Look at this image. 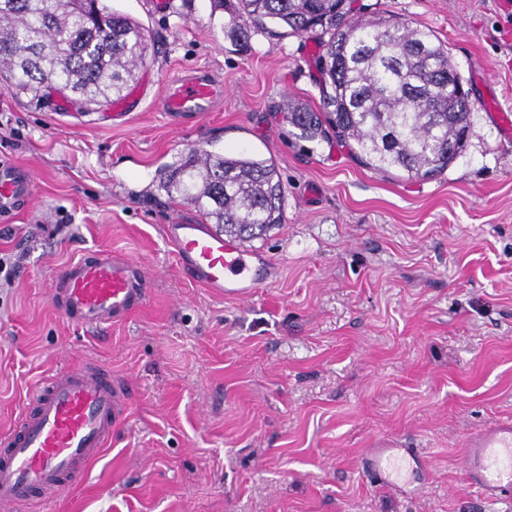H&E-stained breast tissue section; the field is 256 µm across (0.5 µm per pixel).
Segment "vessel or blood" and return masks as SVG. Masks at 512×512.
<instances>
[{
  "mask_svg": "<svg viewBox=\"0 0 512 512\" xmlns=\"http://www.w3.org/2000/svg\"><path fill=\"white\" fill-rule=\"evenodd\" d=\"M224 94L221 84L192 75L171 83L161 101L164 111H208ZM33 176L13 161L0 159V221L30 204ZM180 274L213 294L241 301L275 282L277 266L264 252L224 239L208 225L172 219L162 227ZM150 295L143 267L115 252L99 250L68 265L53 282L52 301L68 321L97 330L125 320ZM128 394L97 360L45 373L10 431L0 435V512H18L29 502L60 498L112 441L127 417ZM363 469L377 484L419 493L401 476L402 465L420 470L426 461L398 439H377L363 457ZM464 474L483 500L512 498V420L473 433L465 443Z\"/></svg>",
  "mask_w": 512,
  "mask_h": 512,
  "instance_id": "b4317fda",
  "label": "vessel or blood"
}]
</instances>
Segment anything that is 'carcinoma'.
<instances>
[{"instance_id":"1","label":"carcinoma","mask_w":512,"mask_h":512,"mask_svg":"<svg viewBox=\"0 0 512 512\" xmlns=\"http://www.w3.org/2000/svg\"><path fill=\"white\" fill-rule=\"evenodd\" d=\"M234 33L275 24L319 31L323 111L288 108L308 140L336 138L366 167L409 178L442 173L471 134V102L448 50L425 28L354 17L352 0H237ZM145 29L103 0H0V80L19 93L84 107L120 99L146 60ZM159 188L242 242L282 223L275 164L196 150L161 171Z\"/></svg>"}]
</instances>
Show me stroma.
<instances>
[{
  "instance_id": "stroma-1",
  "label": "stroma",
  "mask_w": 512,
  "mask_h": 512,
  "mask_svg": "<svg viewBox=\"0 0 512 512\" xmlns=\"http://www.w3.org/2000/svg\"><path fill=\"white\" fill-rule=\"evenodd\" d=\"M236 0H111L145 28L149 58L121 105L44 106L0 83V159L32 171L33 203L0 222V432L53 368L101 360L129 419L85 480L23 512H512L465 481L464 441L512 418V0H354L365 17L429 29L470 93L473 133L436 177L363 166L308 142L288 102L320 110L318 38L232 37ZM208 74L226 95L196 117L159 101ZM272 159L283 221L253 249L278 277L247 301L186 280L162 235L194 205L158 189L193 150ZM108 250L145 263L151 299L93 333L51 301L52 278ZM424 455L422 497L370 481L375 438Z\"/></svg>"
}]
</instances>
